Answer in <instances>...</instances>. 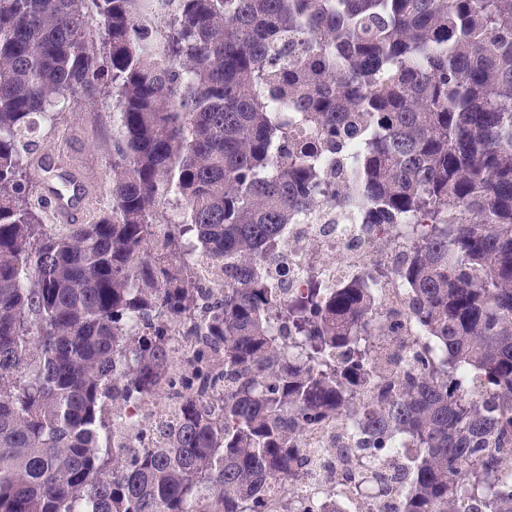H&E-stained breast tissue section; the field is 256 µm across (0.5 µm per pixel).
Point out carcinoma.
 I'll use <instances>...</instances> for the list:
<instances>
[{
	"instance_id": "obj_1",
	"label": "carcinoma",
	"mask_w": 512,
	"mask_h": 512,
	"mask_svg": "<svg viewBox=\"0 0 512 512\" xmlns=\"http://www.w3.org/2000/svg\"><path fill=\"white\" fill-rule=\"evenodd\" d=\"M98 95L111 204L48 224L30 135ZM323 205L409 253L288 292L265 263ZM346 416L404 461L331 443L318 511L303 443ZM352 478L512 512V0H0V512H333ZM379 311L374 316L373 325L377 328L386 317V312L401 309L405 301V289L400 288L395 280L385 278L376 284Z\"/></svg>"
}]
</instances>
